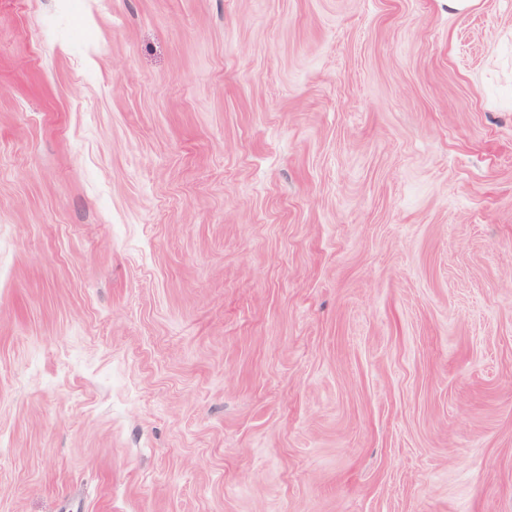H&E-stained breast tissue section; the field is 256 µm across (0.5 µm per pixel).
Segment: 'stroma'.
<instances>
[{
  "label": "stroma",
  "mask_w": 512,
  "mask_h": 512,
  "mask_svg": "<svg viewBox=\"0 0 512 512\" xmlns=\"http://www.w3.org/2000/svg\"><path fill=\"white\" fill-rule=\"evenodd\" d=\"M0 512H512V0H0Z\"/></svg>",
  "instance_id": "1"
}]
</instances>
